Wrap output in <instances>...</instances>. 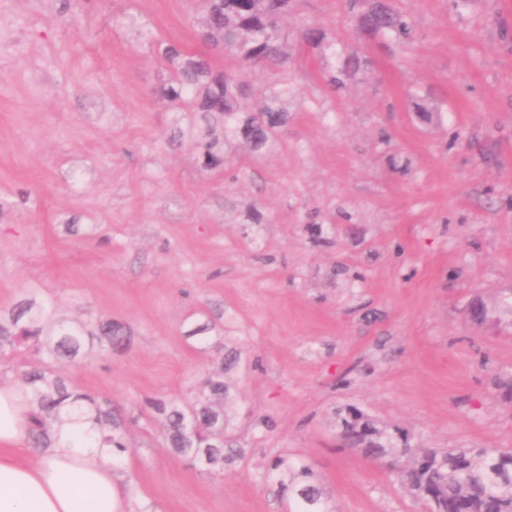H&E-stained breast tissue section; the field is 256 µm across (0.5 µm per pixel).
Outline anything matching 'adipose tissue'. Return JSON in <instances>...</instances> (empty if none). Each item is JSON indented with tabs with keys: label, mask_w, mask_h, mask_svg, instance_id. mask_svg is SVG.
I'll return each mask as SVG.
<instances>
[{
	"label": "adipose tissue",
	"mask_w": 512,
	"mask_h": 512,
	"mask_svg": "<svg viewBox=\"0 0 512 512\" xmlns=\"http://www.w3.org/2000/svg\"><path fill=\"white\" fill-rule=\"evenodd\" d=\"M26 414L15 383L0 380V512H130L106 458L65 447L32 458Z\"/></svg>",
	"instance_id": "adipose-tissue-1"
}]
</instances>
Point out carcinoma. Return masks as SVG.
Listing matches in <instances>:
<instances>
[{"label":"carcinoma","mask_w":512,"mask_h":512,"mask_svg":"<svg viewBox=\"0 0 512 512\" xmlns=\"http://www.w3.org/2000/svg\"><path fill=\"white\" fill-rule=\"evenodd\" d=\"M289 0H224V12L210 5L202 11L198 22V40L206 46L223 45L240 60L238 70L215 69L203 53H188L175 46L164 55L174 66L178 86L161 88V95L171 101L181 97L183 89L194 91L193 111L202 114L203 159L205 167L223 162L224 144L240 138L252 148L266 146L287 118L288 98L292 88L288 79L260 110L244 121L239 94L244 72L252 67H280L288 60L282 41L279 18L288 11ZM367 30L389 32L405 39L411 29L408 21L384 0H376L364 16ZM301 50L316 52L328 69L329 59L336 55L316 29L305 32ZM124 328L117 322L72 324L56 318L49 307L29 302L9 318L0 317V353L15 351L23 345H34L42 353L40 363L20 371L19 389L29 407L26 434L36 448L58 445L63 429H69L66 440L72 448H94L97 453L118 464L114 450L126 449L123 420L112 402L69 388L56 375L52 364L74 357L84 339H97L100 352L110 351L124 340ZM204 389L203 398L184 406L155 401L151 406L165 416L166 437L177 455L209 468L224 465V362L214 364ZM338 436L347 448L385 464L393 471L406 491L422 499L426 488L435 489L450 509L467 500L471 512H512V451L498 448H413L380 432L363 415L336 411ZM272 475L288 479L280 483L293 503L291 512H332L325 503L318 481L309 469L279 458L272 465Z\"/></svg>","instance_id":"cac0c4a2"}]
</instances>
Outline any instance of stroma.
Listing matches in <instances>:
<instances>
[{
	"label": "stroma",
	"instance_id": "obj_1",
	"mask_svg": "<svg viewBox=\"0 0 512 512\" xmlns=\"http://www.w3.org/2000/svg\"><path fill=\"white\" fill-rule=\"evenodd\" d=\"M291 0L288 61L245 74V113L291 76L261 149L206 171L167 45L201 52L200 0H0V315L25 300L111 319L124 346L56 363L127 417L132 512H287L269 473L312 468L334 512H425L343 448L337 410L422 448L512 451V0ZM336 48L335 88L309 28ZM484 319L470 316L474 304ZM229 369L222 471L191 465L149 401ZM387 1H374L364 16V23L370 32L393 33L397 39H406L410 32L408 21Z\"/></svg>",
	"mask_w": 512,
	"mask_h": 512
}]
</instances>
